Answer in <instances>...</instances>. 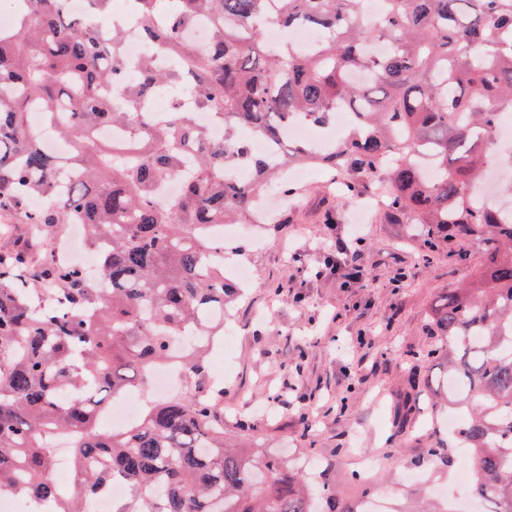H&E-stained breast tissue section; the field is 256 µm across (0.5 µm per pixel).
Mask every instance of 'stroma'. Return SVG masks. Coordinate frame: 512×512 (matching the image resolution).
I'll list each match as a JSON object with an SVG mask.
<instances>
[{
  "mask_svg": "<svg viewBox=\"0 0 512 512\" xmlns=\"http://www.w3.org/2000/svg\"><path fill=\"white\" fill-rule=\"evenodd\" d=\"M327 182L250 225L260 246L238 252L225 238V268L244 261L253 277L224 311L234 348L225 359L211 353L208 368L234 367L224 380L226 438L239 440L248 421L268 451L302 468L329 463L339 497L365 500L385 487L398 505L456 481L459 461L425 463L437 441L422 426L431 406L408 374L437 300L472 280L475 260L428 254L419 226L387 223L377 209L354 225Z\"/></svg>",
  "mask_w": 512,
  "mask_h": 512,
  "instance_id": "stroma-1",
  "label": "stroma"
}]
</instances>
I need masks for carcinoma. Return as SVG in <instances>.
Wrapping results in <instances>:
<instances>
[{
    "label": "carcinoma",
    "mask_w": 512,
    "mask_h": 512,
    "mask_svg": "<svg viewBox=\"0 0 512 512\" xmlns=\"http://www.w3.org/2000/svg\"><path fill=\"white\" fill-rule=\"evenodd\" d=\"M132 2L141 35L178 55L175 68L146 59L129 80L112 0H87L83 18L65 0H20L13 25L0 28V218L18 213L28 224L0 247V490L51 512H88L107 460L130 487L112 512H359L287 459L224 443V386L206 382L205 351L224 335L212 314L234 289L224 264H209L224 249L211 224L250 216L272 180L284 197L300 194L281 180L291 157L326 168L340 204L374 192L389 223L422 225L430 252L477 247L474 281L434 309L433 343L411 381L424 364L441 365L433 405L459 422L428 455L468 449L483 512H512V217L471 193L499 163L487 140L512 121V0H382L373 26L369 0ZM202 18L212 37L198 48L184 35ZM269 21L320 38L306 52L272 49ZM373 42L390 53L374 56ZM162 88L191 92L197 110L224 123V138L190 112L154 123L144 103ZM339 106L353 118L345 137L326 150L288 144L291 120L323 127ZM34 111L69 142L67 162L43 147L28 123ZM101 127L130 145H103ZM240 128L268 149L254 150ZM229 165L252 180L226 179ZM174 179L180 194L159 204ZM70 224L109 238L98 253L104 296L82 268L50 260ZM161 366L182 372L180 394L148 397L136 421L101 430L108 405ZM63 434L79 490L69 499L52 476Z\"/></svg>",
    "instance_id": "carcinoma-1"
}]
</instances>
